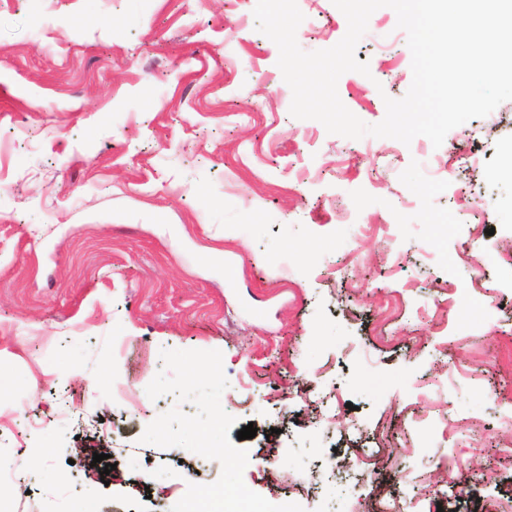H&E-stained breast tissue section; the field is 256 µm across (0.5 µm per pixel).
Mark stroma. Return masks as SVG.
Returning a JSON list of instances; mask_svg holds the SVG:
<instances>
[{
	"label": "stroma",
	"mask_w": 512,
	"mask_h": 512,
	"mask_svg": "<svg viewBox=\"0 0 512 512\" xmlns=\"http://www.w3.org/2000/svg\"><path fill=\"white\" fill-rule=\"evenodd\" d=\"M306 51L347 31L297 0ZM256 0H0V499L170 512L218 461L141 440L162 350H218L245 485L305 512H495L512 499V100L423 136L349 139L290 114ZM376 124L413 75L376 10ZM111 448L101 477L90 446ZM374 453L371 471L356 467ZM493 470L476 481L473 471Z\"/></svg>",
	"instance_id": "stroma-1"
}]
</instances>
